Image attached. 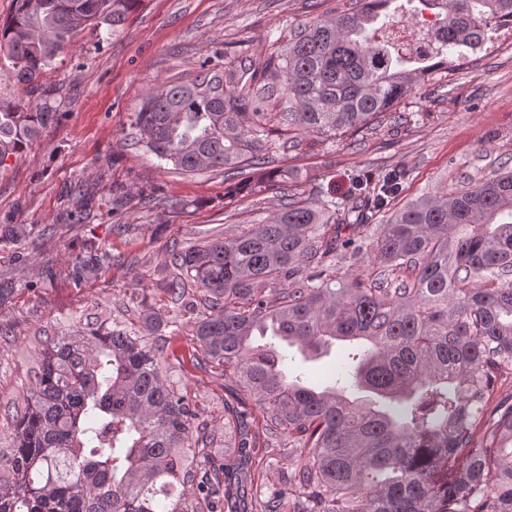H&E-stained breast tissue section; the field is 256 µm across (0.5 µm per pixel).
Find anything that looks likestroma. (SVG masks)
Returning <instances> with one entry per match:
<instances>
[{
  "label": "stroma",
  "mask_w": 512,
  "mask_h": 512,
  "mask_svg": "<svg viewBox=\"0 0 512 512\" xmlns=\"http://www.w3.org/2000/svg\"><path fill=\"white\" fill-rule=\"evenodd\" d=\"M325 0H138L123 26L109 35L86 32L37 79L50 93L58 119L17 156L0 164V224H29L24 245L0 247V322L17 334L0 347V402L14 400L19 376L33 365L38 331H56L70 317H115L131 295L168 313L158 267L167 241L215 230L223 237L271 219L282 197H311L317 185L345 195L354 173L383 167L411 172L397 197L463 180L479 183L512 160V28L498 29L469 59L430 68L398 104L408 123H383L362 141L317 143L302 134L298 145L272 153L275 176L241 184L223 169L192 174L131 146L128 135L141 101L163 82L198 72L214 45L261 65L269 34L316 17ZM81 187L87 208L71 218L70 190ZM127 200L113 209L112 195ZM105 246L110 267L74 287L71 256L84 246ZM36 290H26V283ZM354 346L314 360L289 353L290 375L313 388H339L362 397L353 377ZM203 409L201 421L223 431L225 405H238V386L221 370L186 367L173 375ZM299 454L295 448L219 450L248 469L262 458L264 478L277 483Z\"/></svg>",
  "instance_id": "1"
}]
</instances>
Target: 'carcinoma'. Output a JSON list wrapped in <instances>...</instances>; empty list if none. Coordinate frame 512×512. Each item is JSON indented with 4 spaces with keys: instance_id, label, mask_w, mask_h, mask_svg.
<instances>
[{
    "instance_id": "cac0c4a2",
    "label": "carcinoma",
    "mask_w": 512,
    "mask_h": 512,
    "mask_svg": "<svg viewBox=\"0 0 512 512\" xmlns=\"http://www.w3.org/2000/svg\"><path fill=\"white\" fill-rule=\"evenodd\" d=\"M138 0H15L0 23V53L34 85L85 30L114 31ZM348 0L273 37L262 67L218 47L201 72L152 89L132 127L172 169L271 175L272 136L325 142L371 128L420 79V65L468 58L500 26L512 0ZM439 9L433 37L399 44L396 29ZM45 103L0 100V164L55 120ZM404 168L352 177L340 198L286 197L270 220L224 239L174 241L160 268L178 313L144 302L124 320L98 316L44 333L38 370L18 387L0 430V512H224L233 463L199 429L200 413L165 368L185 332L194 366L236 376L255 412L224 429L240 453L258 433L300 449L279 483L263 480L239 512H512V406L484 414L512 376V169L476 185L430 191L397 207ZM25 224H0L20 244ZM91 244L71 259L78 288L103 269ZM353 267L340 274L344 264ZM195 317L184 322L181 312ZM337 341L367 349L350 400L288 375L280 343L318 351Z\"/></svg>"
}]
</instances>
